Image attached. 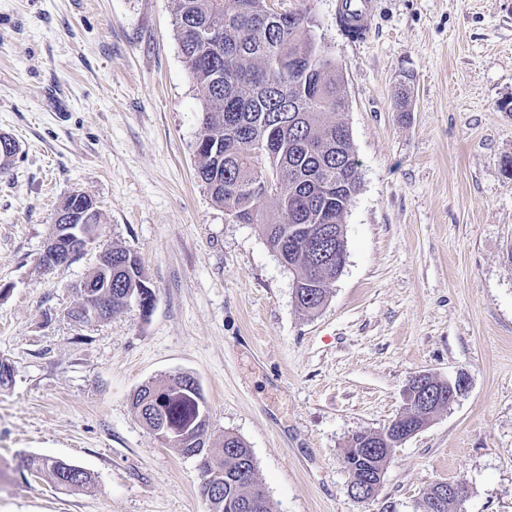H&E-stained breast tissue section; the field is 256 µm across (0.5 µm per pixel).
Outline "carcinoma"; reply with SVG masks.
<instances>
[{
	"label": "carcinoma",
	"instance_id": "cac0c4a2",
	"mask_svg": "<svg viewBox=\"0 0 512 512\" xmlns=\"http://www.w3.org/2000/svg\"><path fill=\"white\" fill-rule=\"evenodd\" d=\"M174 31L181 53L208 104L202 112L204 134L197 143V177L214 201L242 224H261L280 262L295 271L294 296L306 312L320 308L340 274L336 254L346 251L344 217L359 186V162L343 122L330 115L347 109L339 68L322 53L303 13H277L268 0H173ZM210 26L222 41L202 37ZM276 196L279 218L264 223L260 208ZM148 286L137 256L112 250V287L100 317L107 320L133 303ZM137 417L154 434L161 428L185 431L168 435L164 445L186 454L199 449L211 484L200 485L209 512H272L255 478L252 451L238 436L224 435L222 446L207 443L209 408L198 382L177 373L162 384L143 385L133 396ZM398 437L391 428L353 435L344 449L350 484L371 498ZM26 469L44 476L59 490L93 486L92 476L71 463L36 455ZM443 482L424 494L421 512H451L465 500L440 495Z\"/></svg>",
	"mask_w": 512,
	"mask_h": 512
}]
</instances>
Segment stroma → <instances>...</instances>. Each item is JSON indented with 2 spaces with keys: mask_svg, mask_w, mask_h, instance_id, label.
<instances>
[{
  "mask_svg": "<svg viewBox=\"0 0 512 512\" xmlns=\"http://www.w3.org/2000/svg\"><path fill=\"white\" fill-rule=\"evenodd\" d=\"M312 20L341 71L360 186L326 303L302 312L294 270L260 225L198 179L206 98L173 32V0H0V512H209L195 459L135 414L144 384L187 373L207 440L251 449L273 512H419L464 481L458 512H512V0H375L364 42L341 0H275ZM82 192L95 245L40 257ZM135 251L155 292L78 324L74 287L101 250ZM467 393L393 448L373 498L349 491L350 437L406 408L411 378ZM23 453L89 471L73 494L15 468ZM443 482L444 481H439L434 483L424 494L420 502L421 512H451L453 505L460 504L465 500L468 495V488L463 481H461L462 489L460 494L448 495V493H457L459 490L458 481L448 480V493L446 491V493L441 496L440 488L444 484Z\"/></svg>",
  "mask_w": 512,
  "mask_h": 512,
  "instance_id": "obj_1",
  "label": "stroma"
}]
</instances>
